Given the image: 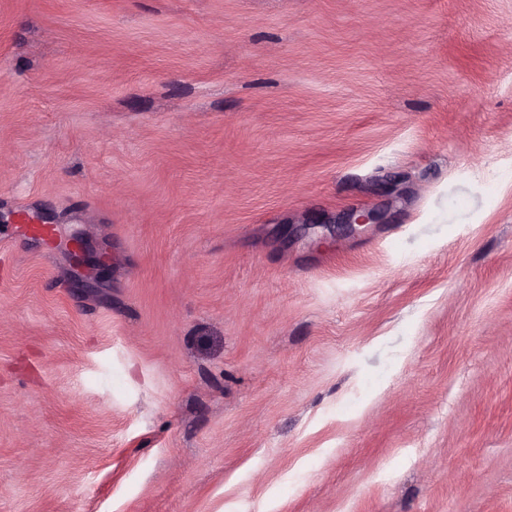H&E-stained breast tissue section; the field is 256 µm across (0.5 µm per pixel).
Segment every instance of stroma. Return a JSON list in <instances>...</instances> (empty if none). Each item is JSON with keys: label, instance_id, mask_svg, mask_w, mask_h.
<instances>
[{"label": "stroma", "instance_id": "1", "mask_svg": "<svg viewBox=\"0 0 512 512\" xmlns=\"http://www.w3.org/2000/svg\"><path fill=\"white\" fill-rule=\"evenodd\" d=\"M23 207L0 512H512V0H0ZM29 212L24 210L19 213L20 223L14 224L12 235L22 239H36L40 241L48 251L56 248L57 231L52 224H36L30 220ZM75 241L74 254L69 253L73 265L80 271L76 279L78 288H97L105 282L103 271L105 264L104 248L83 239Z\"/></svg>", "mask_w": 512, "mask_h": 512}]
</instances>
